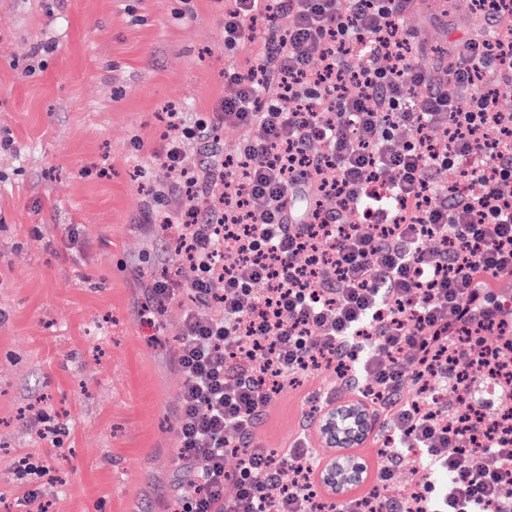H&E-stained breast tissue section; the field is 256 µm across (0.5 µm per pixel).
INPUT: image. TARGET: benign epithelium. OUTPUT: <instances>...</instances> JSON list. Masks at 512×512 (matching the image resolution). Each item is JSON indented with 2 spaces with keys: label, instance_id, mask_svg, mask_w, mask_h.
<instances>
[{
  "label": "benign epithelium",
  "instance_id": "1",
  "mask_svg": "<svg viewBox=\"0 0 512 512\" xmlns=\"http://www.w3.org/2000/svg\"><path fill=\"white\" fill-rule=\"evenodd\" d=\"M313 423L323 458L317 482L331 503H346L370 476L367 460L350 448L375 430L376 421L363 403L351 399L314 414Z\"/></svg>",
  "mask_w": 512,
  "mask_h": 512
}]
</instances>
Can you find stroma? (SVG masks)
<instances>
[{"label": "stroma", "instance_id": "1", "mask_svg": "<svg viewBox=\"0 0 512 512\" xmlns=\"http://www.w3.org/2000/svg\"><path fill=\"white\" fill-rule=\"evenodd\" d=\"M408 24L432 48L473 30L460 11ZM254 49L225 48L223 0H0V512H26L32 482L47 512H170L182 311L142 313L172 262L141 179H166L158 114L212 111ZM305 421L282 395L255 439L287 445Z\"/></svg>", "mask_w": 512, "mask_h": 512}]
</instances>
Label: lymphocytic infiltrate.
I'll return each mask as SVG.
<instances>
[{
	"label": "lymphocytic infiltrate",
	"instance_id": "obj_1",
	"mask_svg": "<svg viewBox=\"0 0 512 512\" xmlns=\"http://www.w3.org/2000/svg\"><path fill=\"white\" fill-rule=\"evenodd\" d=\"M424 2L229 0L225 47L260 34L262 52L225 69L233 92L203 118L166 114L175 179L146 221L193 275L146 295L184 309L178 512H316L310 432L279 449L254 432L300 375L330 369L341 386L315 408L351 395L379 424L372 480L335 512H512V417L497 414L512 400V113L489 81L512 78V0H473L483 31L437 52L404 24ZM226 126L241 133L229 154ZM190 140L210 152L189 161ZM446 170L458 182L437 181ZM368 208L384 221L362 223ZM451 391L468 407L454 421ZM402 465L409 502L390 492Z\"/></svg>",
	"mask_w": 512,
	"mask_h": 512
}]
</instances>
